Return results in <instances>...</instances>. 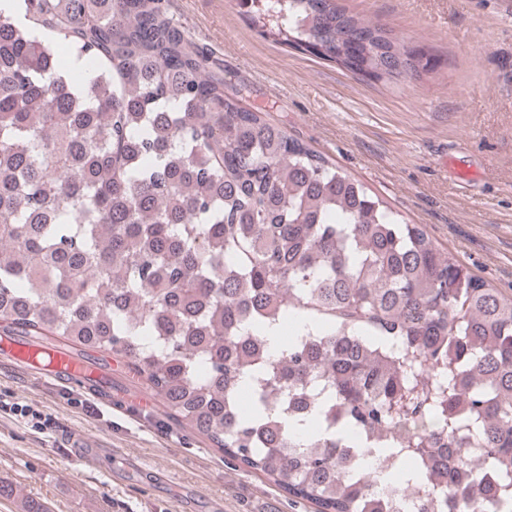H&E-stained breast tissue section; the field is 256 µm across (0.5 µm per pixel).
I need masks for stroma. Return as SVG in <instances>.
<instances>
[{
  "label": "stroma",
  "instance_id": "stroma-1",
  "mask_svg": "<svg viewBox=\"0 0 512 512\" xmlns=\"http://www.w3.org/2000/svg\"><path fill=\"white\" fill-rule=\"evenodd\" d=\"M430 51L423 79L369 81L273 43L235 0H168V15L224 79L225 94L361 180L473 274L512 293V0H338ZM103 390L0 362V400L29 406L53 434L0 411V512H313L225 461L163 411L110 354H84ZM73 431L97 445L77 459Z\"/></svg>",
  "mask_w": 512,
  "mask_h": 512
}]
</instances>
